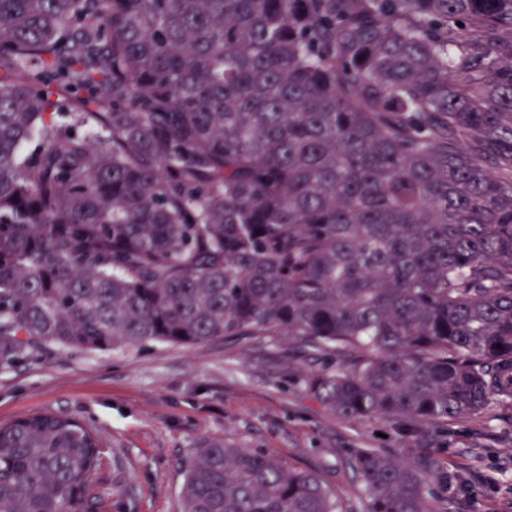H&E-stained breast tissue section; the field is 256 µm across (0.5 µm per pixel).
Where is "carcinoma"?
<instances>
[{"mask_svg": "<svg viewBox=\"0 0 512 512\" xmlns=\"http://www.w3.org/2000/svg\"><path fill=\"white\" fill-rule=\"evenodd\" d=\"M238 336L350 359L305 389L405 443L512 402V0H0V363ZM100 465L0 425V512H86ZM349 466L357 506L207 443L181 512H438Z\"/></svg>", "mask_w": 512, "mask_h": 512, "instance_id": "cac0c4a2", "label": "carcinoma"}]
</instances>
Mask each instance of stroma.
I'll return each mask as SVG.
<instances>
[{"mask_svg": "<svg viewBox=\"0 0 512 512\" xmlns=\"http://www.w3.org/2000/svg\"><path fill=\"white\" fill-rule=\"evenodd\" d=\"M325 364L285 336L108 351L49 343L0 367V424L48 411L96 434L97 512H180L186 471L208 442L272 451L352 502L348 453L372 448L433 474L441 512H512V404L407 445L390 422L348 421L310 396L300 376Z\"/></svg>", "mask_w": 512, "mask_h": 512, "instance_id": "obj_1", "label": "stroma"}]
</instances>
